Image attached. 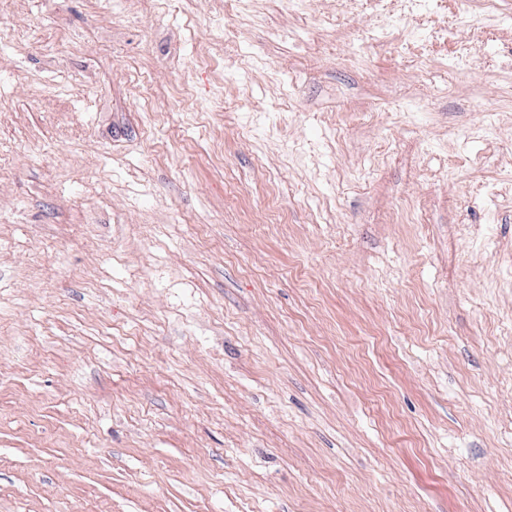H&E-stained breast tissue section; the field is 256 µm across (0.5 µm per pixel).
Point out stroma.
I'll return each mask as SVG.
<instances>
[{
  "label": "stroma",
  "instance_id": "1",
  "mask_svg": "<svg viewBox=\"0 0 512 512\" xmlns=\"http://www.w3.org/2000/svg\"><path fill=\"white\" fill-rule=\"evenodd\" d=\"M476 5L6 0L0 512H512Z\"/></svg>",
  "mask_w": 512,
  "mask_h": 512
}]
</instances>
